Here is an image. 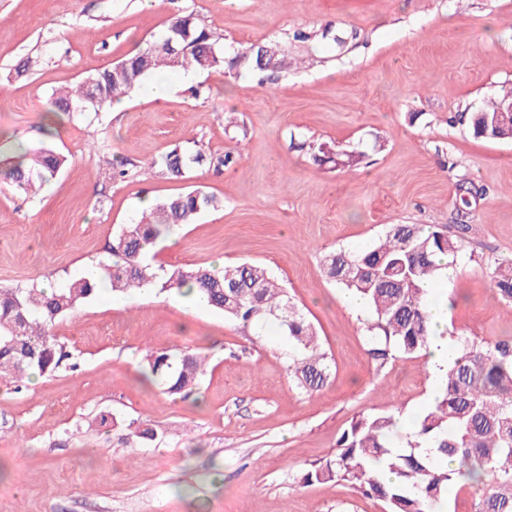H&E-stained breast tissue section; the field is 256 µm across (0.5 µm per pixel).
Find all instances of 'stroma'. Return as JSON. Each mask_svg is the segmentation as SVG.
<instances>
[{
    "label": "stroma",
    "mask_w": 512,
    "mask_h": 512,
    "mask_svg": "<svg viewBox=\"0 0 512 512\" xmlns=\"http://www.w3.org/2000/svg\"><path fill=\"white\" fill-rule=\"evenodd\" d=\"M185 9L223 34L227 56L275 44L287 71L262 86L244 69L154 75L123 111L52 113L55 90L160 39ZM200 84L207 93L194 96ZM510 90L512 0H0V287L65 286L110 261L144 198L199 189L220 206L177 229L156 263L265 266L332 364L307 394L275 322L244 330L184 294L114 299L100 288L55 327L76 370L19 391L0 379V512H384L347 483L302 477L358 414L431 404L426 360L377 369L368 313L320 261L370 247L390 224L467 225L438 282L448 328L512 339V303L491 284L496 263L512 260V142L457 120ZM48 143L67 156L64 171L14 191L7 158ZM323 145L360 159L317 161ZM175 148L212 162L163 177L153 162ZM227 151L237 163L216 164ZM115 160L125 179H113ZM148 348L198 353L207 369L189 394L167 396L142 373ZM102 414L113 423L94 425ZM140 426L156 440L128 444Z\"/></svg>",
    "instance_id": "35a3bbf8"
}]
</instances>
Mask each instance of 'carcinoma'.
Listing matches in <instances>:
<instances>
[{"mask_svg": "<svg viewBox=\"0 0 512 512\" xmlns=\"http://www.w3.org/2000/svg\"><path fill=\"white\" fill-rule=\"evenodd\" d=\"M166 36L177 57L153 50L149 42L111 66L88 72L74 87L55 92L59 112H99L152 75L180 71L209 73L242 66L272 81L288 67L275 45L252 44L226 58L221 37L194 13L169 20ZM501 101L480 112L458 116L474 136L512 141V115ZM201 151L173 149L154 161L170 179H185L203 165ZM67 157L48 146L17 157L7 177L17 190L53 180ZM220 200L194 189L169 196L150 208L149 217L125 224L109 247L112 261L99 265L96 280L82 277L62 288H0V378L19 391L32 374L51 376L76 367L68 343L54 333L56 323L95 296L107 283L122 296L144 289L183 293L196 289L209 307L244 327L279 321L294 352L289 371L297 388L314 393L327 383L331 363L319 336L262 265L242 262L224 266L166 269L147 259L160 238L191 224ZM418 224H391L384 237L360 251L325 255L326 276L343 291L362 299L373 313L365 326L366 352L380 370L399 358L420 354L429 339L426 284L453 266L463 247L461 232ZM493 291L512 302V263H499ZM460 357L448 365L441 397L414 419L416 432L397 448L394 413H362L340 435L336 453L312 466L308 483L344 481L364 496L376 497L387 512H444L448 490L462 479L479 487L474 512H512V340L476 341L454 337ZM205 359L186 352L174 357L148 350L146 377L168 395L198 384Z\"/></svg>", "mask_w": 512, "mask_h": 512, "instance_id": "1", "label": "carcinoma"}]
</instances>
